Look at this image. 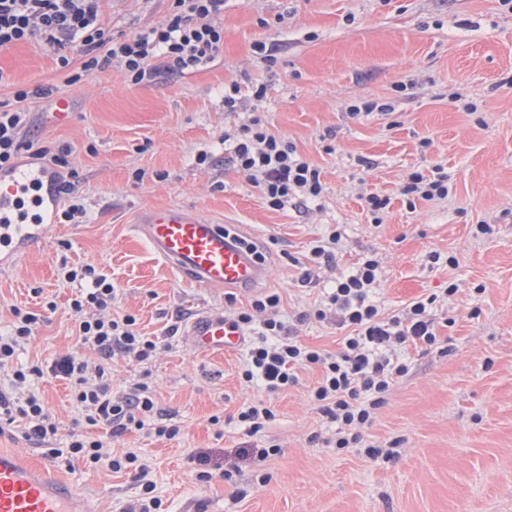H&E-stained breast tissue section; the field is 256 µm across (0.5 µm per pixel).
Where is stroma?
Returning <instances> with one entry per match:
<instances>
[{"mask_svg": "<svg viewBox=\"0 0 512 512\" xmlns=\"http://www.w3.org/2000/svg\"><path fill=\"white\" fill-rule=\"evenodd\" d=\"M101 10L126 34L164 22L168 4L103 0ZM223 24L224 47L204 68L139 85L114 63L67 84L62 52L41 41L0 50V101L46 88L25 103L27 140L49 158L70 149L62 175L71 192L60 205L84 209L77 223L46 225L36 248L0 270V335L18 306L41 318L21 362L71 351L79 286L60 275L61 263L93 265L111 280L113 311L161 344L146 364L114 358L112 387L147 382L158 423L179 430L169 440L132 428L112 446L147 465L165 512H512V12L499 0H226ZM258 40L275 47V67L256 59ZM233 82L240 103L228 112L224 87ZM259 84L267 92L258 105ZM62 99L70 111L61 119ZM362 102L373 112L351 116ZM254 112L319 169L325 190L308 209L273 210L245 175L225 168V133ZM202 152L212 165L197 164ZM437 167L448 199L408 207L399 193L407 175ZM372 193L390 200L377 219L366 206ZM159 206L196 210L259 240L270 268L263 290L279 295L308 346L341 351L344 330L313 313L363 257L380 263L375 299L386 313L436 295L440 342L402 351L409 372L361 427L362 446L337 449L335 423L310 397L319 369L269 392L242 382L244 349L203 353L186 343L192 313L230 315L251 298L196 286L137 240L135 215ZM480 224L491 233L478 234ZM335 230L333 264L302 282L316 241ZM38 389L63 430L98 435L64 380L45 377ZM259 400L274 418L249 435L237 415ZM368 445L396 454L373 460ZM270 446L277 454L254 457ZM0 448L46 459L95 512H130L138 497L134 470L45 458L21 423L0 431ZM203 471L210 482L197 481Z\"/></svg>", "mask_w": 512, "mask_h": 512, "instance_id": "stroma-1", "label": "stroma"}]
</instances>
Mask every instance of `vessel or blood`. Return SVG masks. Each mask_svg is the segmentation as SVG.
Returning a JSON list of instances; mask_svg holds the SVG:
<instances>
[{
	"label": "vessel or blood",
	"mask_w": 512,
	"mask_h": 512,
	"mask_svg": "<svg viewBox=\"0 0 512 512\" xmlns=\"http://www.w3.org/2000/svg\"><path fill=\"white\" fill-rule=\"evenodd\" d=\"M52 174L26 161L0 173V268L41 238L42 225L54 220L60 199L51 188ZM139 238L183 277L202 288L247 292L269 276L256 249L240 235L197 211L153 207L134 226ZM202 352L241 347L246 335L225 321L223 313L195 315L185 332ZM86 498L73 485L51 477L38 463L16 451L0 449V512H87Z\"/></svg>",
	"instance_id": "obj_1"
}]
</instances>
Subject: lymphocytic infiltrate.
Wrapping results in <instances>:
<instances>
[{"instance_id": "lymphocytic-infiltrate-1", "label": "lymphocytic infiltrate", "mask_w": 512, "mask_h": 512, "mask_svg": "<svg viewBox=\"0 0 512 512\" xmlns=\"http://www.w3.org/2000/svg\"><path fill=\"white\" fill-rule=\"evenodd\" d=\"M101 2L0 0V49L35 35L60 48L74 44L81 50L82 61L70 75V83L114 61L127 81L137 85L157 76L159 61H167L169 69L178 73L196 70L206 66L224 44V0H169L164 23L142 27L130 36L112 35L102 21ZM29 97V92L18 90L14 104L0 103L1 171L16 166L22 156L30 123L24 103ZM224 163L245 174L276 210L317 201L323 192L319 170L287 140L269 133L256 116L225 134ZM65 278L84 284L70 308L76 316L80 346L94 350L98 359L93 362L70 352L44 364H20L18 355L34 337L39 316L12 307L11 328L0 336V371L10 372L9 392L0 391V422L25 421L26 439L35 446L50 447L54 457L105 462L116 472L134 468L144 474L146 468L139 465L135 453L114 455L113 438L131 427L170 439L178 430L156 423V403L147 384L113 392L106 365L115 355L148 362L157 355L159 344L138 332L135 318L113 314L115 288L94 267L68 270ZM378 280V261L363 258L351 273L337 279L326 308L315 311L321 321L335 313L337 325L349 330L343 351L336 354L303 345L293 336L280 315L278 294L255 298L248 311L232 318L236 326L259 328L246 353L241 373L244 383L278 391L297 382V369L320 368L322 375L311 395L322 413L335 422L340 449L361 443L360 428L371 420L394 382L408 373L409 366L397 357L396 347H431L438 342L435 296L386 316L373 299ZM47 374L67 381L86 424L104 425L107 435L94 438L73 433L64 448L53 447L59 426L35 386Z\"/></svg>"}]
</instances>
